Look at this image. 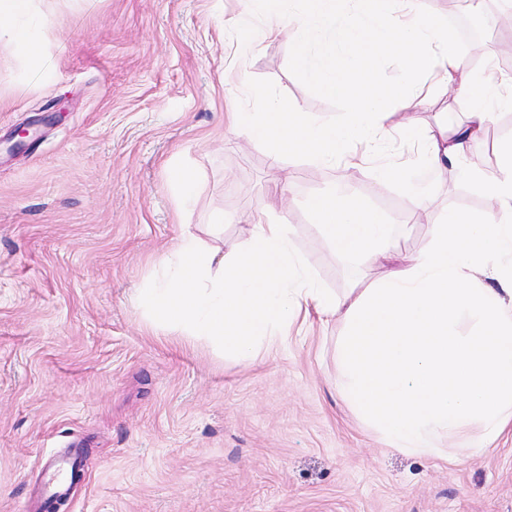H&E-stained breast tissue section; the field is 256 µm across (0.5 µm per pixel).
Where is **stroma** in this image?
<instances>
[{
    "instance_id": "stroma-1",
    "label": "stroma",
    "mask_w": 512,
    "mask_h": 512,
    "mask_svg": "<svg viewBox=\"0 0 512 512\" xmlns=\"http://www.w3.org/2000/svg\"><path fill=\"white\" fill-rule=\"evenodd\" d=\"M454 26L480 23L496 49L501 0H421ZM39 56H0V512H42V465L75 449L82 479L61 512H512V430L480 456L415 457L389 448L335 385L338 327L312 322L240 363L203 342L154 331L137 305L183 231L224 249L280 175L298 250L327 288L376 281L427 242L448 210L488 200L466 172L496 175L512 106L411 207L423 174L401 132L465 124L464 99L428 88L391 118L381 154L407 160L396 181L343 161L232 145L225 114L269 95L322 117L348 102L321 95L282 39L241 56L229 37L245 0H36ZM29 129L18 142L16 131ZM195 170L191 208L171 188L172 157ZM352 192L409 233L366 268L336 261L308 203Z\"/></svg>"
}]
</instances>
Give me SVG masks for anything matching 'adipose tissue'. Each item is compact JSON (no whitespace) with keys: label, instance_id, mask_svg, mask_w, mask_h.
Here are the masks:
<instances>
[{"label":"adipose tissue","instance_id":"1","mask_svg":"<svg viewBox=\"0 0 512 512\" xmlns=\"http://www.w3.org/2000/svg\"><path fill=\"white\" fill-rule=\"evenodd\" d=\"M33 0H0V22L10 24L1 49L15 56L40 50V31L26 22ZM262 36L283 39L293 62L319 92L349 102L343 119L328 120L270 96L235 113L236 135L268 146L272 167L299 154L320 165L349 159L350 144L379 146L398 110L424 104L422 78L440 91L457 87L470 112L451 131L407 130L435 176L465 154L491 123L495 106L512 105V78L475 72L440 21L424 17L418 0H247L232 33L245 51ZM399 51L405 80L381 85L380 59ZM502 166L481 185L487 211L451 210L429 225L428 242L402 269L366 288L336 293L294 245L286 220L267 222L266 200L245 218L244 247L224 254L184 234L161 260L163 279L144 289L139 304L152 328L204 340L239 361L275 350L302 313L315 310L337 323V386L349 407L388 447L418 457L485 452L512 423V140L500 146ZM310 210L331 252L346 263L375 265L407 231L353 194L324 193Z\"/></svg>","mask_w":512,"mask_h":512}]
</instances>
